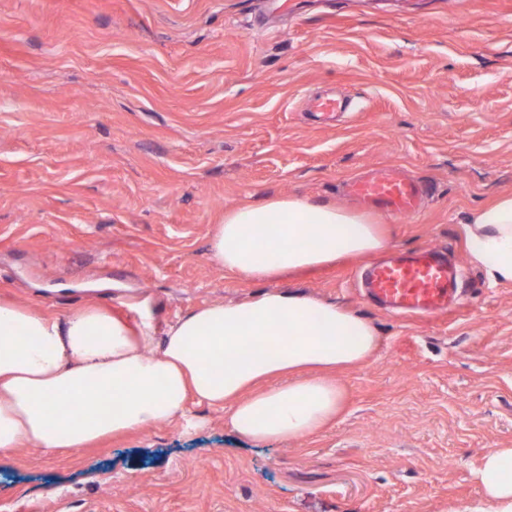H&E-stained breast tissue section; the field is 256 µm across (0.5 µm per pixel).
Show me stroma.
<instances>
[{"instance_id": "35a3bbf8", "label": "stroma", "mask_w": 512, "mask_h": 512, "mask_svg": "<svg viewBox=\"0 0 512 512\" xmlns=\"http://www.w3.org/2000/svg\"><path fill=\"white\" fill-rule=\"evenodd\" d=\"M336 94L330 122L308 110ZM395 166L430 183L389 248L448 249L461 301L387 313L349 260L269 284L211 258L226 210L275 196L351 208ZM512 195V0H0V297L63 318L92 300L157 331L269 288L370 320L341 418L285 443L223 410L71 452L0 454V512H464L512 447V283L461 223Z\"/></svg>"}]
</instances>
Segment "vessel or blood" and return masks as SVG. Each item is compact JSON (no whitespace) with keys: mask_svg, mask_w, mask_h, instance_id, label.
Segmentation results:
<instances>
[{"mask_svg":"<svg viewBox=\"0 0 512 512\" xmlns=\"http://www.w3.org/2000/svg\"><path fill=\"white\" fill-rule=\"evenodd\" d=\"M347 194L366 209L401 221L420 214L425 187L401 169L380 167L351 180ZM365 291L395 313L433 316L446 312L455 299L457 270L442 249L424 246L370 264Z\"/></svg>","mask_w":512,"mask_h":512,"instance_id":"vessel-or-blood-1","label":"vessel or blood"}]
</instances>
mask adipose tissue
<instances>
[{"mask_svg": "<svg viewBox=\"0 0 512 512\" xmlns=\"http://www.w3.org/2000/svg\"><path fill=\"white\" fill-rule=\"evenodd\" d=\"M463 232L472 263L512 282V195L471 210ZM386 246L365 215L293 196L225 211L210 240L224 271L262 281ZM150 305L139 301L133 327L96 304L61 320L0 298V452L79 450L185 416L192 399L224 408L241 436L301 440L340 414L336 373L368 363L380 345L369 320L290 292L195 309L160 339ZM477 479L484 501L466 512H512V448L488 451Z\"/></svg>", "mask_w": 512, "mask_h": 512, "instance_id": "obj_1", "label": "adipose tissue"}]
</instances>
